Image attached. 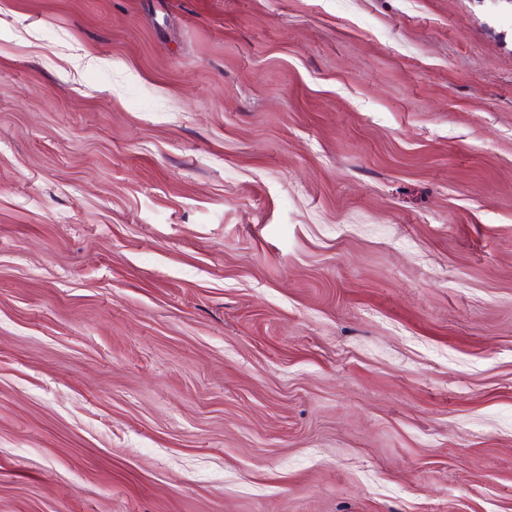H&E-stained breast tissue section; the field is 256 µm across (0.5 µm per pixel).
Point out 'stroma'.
I'll return each mask as SVG.
<instances>
[{
  "label": "stroma",
  "instance_id": "1",
  "mask_svg": "<svg viewBox=\"0 0 512 512\" xmlns=\"http://www.w3.org/2000/svg\"><path fill=\"white\" fill-rule=\"evenodd\" d=\"M0 512H512V0H0Z\"/></svg>",
  "mask_w": 512,
  "mask_h": 512
}]
</instances>
